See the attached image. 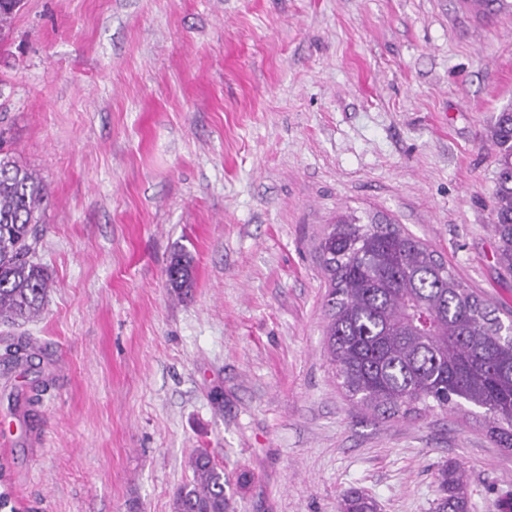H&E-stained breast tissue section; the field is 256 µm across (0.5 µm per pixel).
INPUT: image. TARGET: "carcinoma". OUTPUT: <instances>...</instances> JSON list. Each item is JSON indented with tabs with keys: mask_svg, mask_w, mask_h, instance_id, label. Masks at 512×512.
Wrapping results in <instances>:
<instances>
[{
	"mask_svg": "<svg viewBox=\"0 0 512 512\" xmlns=\"http://www.w3.org/2000/svg\"><path fill=\"white\" fill-rule=\"evenodd\" d=\"M491 15L505 0H467ZM495 149L493 224L498 263L512 271V108L490 128ZM46 189L36 173L0 148V322L15 325L38 317L50 288L35 261L37 228ZM319 249L329 281L326 347L336 377L354 402L405 414L428 409L481 410L487 432L512 449V335L502 333L498 309L465 287L435 251L376 213L340 216L327 225ZM178 295L193 286L192 259L175 255L166 271ZM30 344L12 341L6 354L29 357ZM193 479L176 492L174 512H228L224 469L207 452L190 458ZM443 496L436 512H470L460 467L439 473ZM371 498L343 495L341 512H375Z\"/></svg>",
	"mask_w": 512,
	"mask_h": 512,
	"instance_id": "cac0c4a2",
	"label": "carcinoma"
}]
</instances>
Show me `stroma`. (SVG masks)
<instances>
[{
	"label": "stroma",
	"instance_id": "obj_1",
	"mask_svg": "<svg viewBox=\"0 0 512 512\" xmlns=\"http://www.w3.org/2000/svg\"><path fill=\"white\" fill-rule=\"evenodd\" d=\"M23 0L0 128L47 192L41 315L0 326V485L18 512H173L206 449L230 512H512V450L462 409L388 416L338 386L318 245L387 215L512 321L489 127L512 0ZM194 258L182 299L166 269ZM443 496L438 500L436 512H469L470 504L460 467L448 463L439 473Z\"/></svg>",
	"mask_w": 512,
	"mask_h": 512
}]
</instances>
